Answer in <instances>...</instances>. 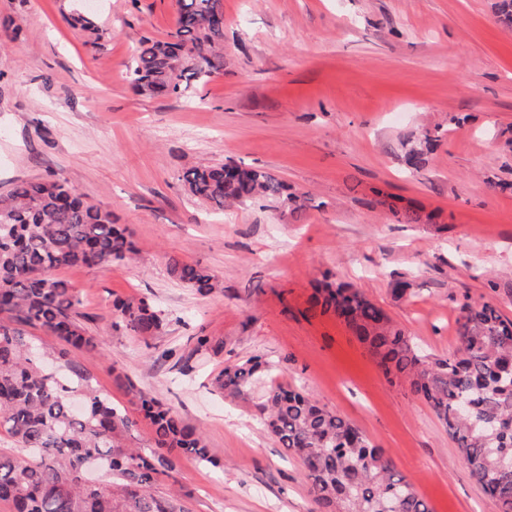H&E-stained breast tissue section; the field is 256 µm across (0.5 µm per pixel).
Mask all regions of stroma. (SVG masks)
I'll return each mask as SVG.
<instances>
[{"label":"stroma","mask_w":512,"mask_h":512,"mask_svg":"<svg viewBox=\"0 0 512 512\" xmlns=\"http://www.w3.org/2000/svg\"><path fill=\"white\" fill-rule=\"evenodd\" d=\"M80 2L0 0V193L59 173L129 228L130 261L60 276L103 344L76 356L97 388L134 415L137 394L157 397L217 461L175 455L159 493L179 490L189 512H315L301 461L260 425L266 383L238 397L214 384L257 358L383 448L431 512H498L408 383L336 318L300 314L329 274L432 358L458 349L462 303L512 319V30L496 0H221L224 72L195 101L127 80L141 39L173 30L176 0H94L95 42L65 20ZM421 128L441 140L416 172L401 142ZM197 162L263 168L314 205L215 211L182 182ZM380 194L438 221L397 223ZM172 256L222 291L178 282ZM117 297L158 305L155 336L127 333ZM200 336L221 349L197 350ZM170 274L178 281L192 288L202 297L213 294L220 288L219 280L211 270L199 263L170 258L168 261Z\"/></svg>","instance_id":"obj_1"}]
</instances>
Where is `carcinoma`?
Instances as JSON below:
<instances>
[{
    "label": "carcinoma",
    "mask_w": 512,
    "mask_h": 512,
    "mask_svg": "<svg viewBox=\"0 0 512 512\" xmlns=\"http://www.w3.org/2000/svg\"><path fill=\"white\" fill-rule=\"evenodd\" d=\"M177 5L175 28L165 38L143 40L127 68L138 93L188 97L224 71L221 0H177ZM67 22L84 33L97 31L80 12ZM438 140L422 133L405 149L404 164L416 171L425 167ZM182 180L192 196L216 209L266 199L295 213L310 201L288 192L271 173L241 164H195ZM435 219L422 210L398 214L403 224ZM133 251L127 228L112 223L111 211L85 202L62 175L22 181L0 195V432L17 447L15 454L0 452V501L12 512H188L181 498L155 490L159 474L174 471V462L155 463L125 445L136 421L101 396L71 356L100 344L81 322L77 292L56 271L120 263ZM168 267L202 297L220 288L206 266L171 258ZM112 308L136 336H152L162 325V310L145 298L116 299ZM309 311L336 316L386 372L408 379L448 429L484 493L499 512H512V320L488 303H465L458 321L460 347L431 360L351 285L316 282ZM25 325L65 344L44 351L63 363L65 373L31 355ZM272 374L269 363L253 358L224 368L216 384L235 394ZM138 401L157 447L217 466L197 428L155 397L140 394ZM264 411L268 434L302 461L319 512H387L391 501L393 512H429L382 449L310 396L272 385ZM90 456L107 464L109 487L86 485L83 463Z\"/></svg>",
    "instance_id": "1"
}]
</instances>
